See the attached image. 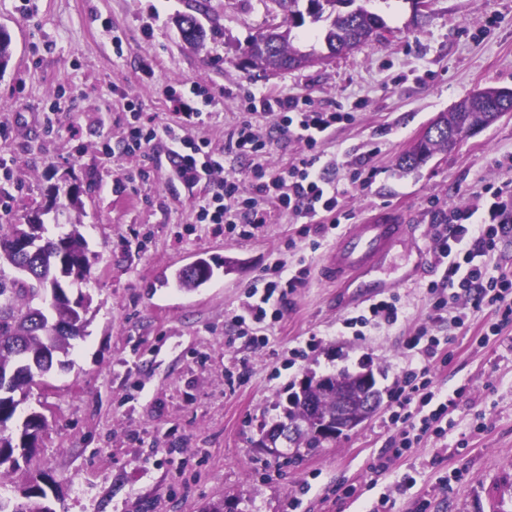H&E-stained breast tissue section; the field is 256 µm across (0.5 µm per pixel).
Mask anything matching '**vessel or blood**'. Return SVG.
Instances as JSON below:
<instances>
[{
    "instance_id": "b4317fda",
    "label": "vessel or blood",
    "mask_w": 512,
    "mask_h": 512,
    "mask_svg": "<svg viewBox=\"0 0 512 512\" xmlns=\"http://www.w3.org/2000/svg\"><path fill=\"white\" fill-rule=\"evenodd\" d=\"M411 230L389 210L378 212L369 223L353 225L337 240L323 267L324 277L337 287L353 289L358 299L380 293L390 286L381 272L392 252L410 239Z\"/></svg>"
}]
</instances>
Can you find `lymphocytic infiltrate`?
<instances>
[{
  "mask_svg": "<svg viewBox=\"0 0 512 512\" xmlns=\"http://www.w3.org/2000/svg\"><path fill=\"white\" fill-rule=\"evenodd\" d=\"M247 114L227 134L224 150L207 151L204 142L187 133L188 126L202 123L203 115L214 107L215 98L198 84L168 91L167 97L178 114L176 122L160 125L145 115L141 105L126 102L130 114L123 152L146 157L149 165L158 164L157 156L147 155L151 142L162 139L168 144L164 160L188 187L212 184V193L199 199L196 219L223 229L225 234L241 238L253 236L267 224L272 212L283 211L306 220L314 234L322 236L340 225L342 191L329 179L320 164L319 148L338 124L352 121L353 115L340 111L334 103H314L306 96H283L271 91L244 90ZM278 118L275 133L260 134L257 118ZM302 144V151L280 173L270 174L267 158L281 136ZM246 162L251 173L249 186H242L224 171L229 162ZM512 236V180L485 187L473 207L438 212L433 226L432 253L444 275L430 282L433 295V320L442 311L457 312V323H464L468 309H489L494 319L488 322L486 336L501 335L512 323V276L488 275L477 260L494 251L501 239ZM269 278L262 286L251 287L242 314L236 315L237 333L265 343L266 319L270 311L283 305L288 294L305 282L306 269L288 270L283 262L268 268ZM441 340L428 326H420L407 337L408 349L418 351L425 366L408 369L390 411L397 429L389 441L390 456L399 457L427 434L445 435V422L457 406L456 397L440 398L429 377V363L439 355Z\"/></svg>",
  "mask_w": 512,
  "mask_h": 512,
  "instance_id": "1",
  "label": "lymphocytic infiltrate"
}]
</instances>
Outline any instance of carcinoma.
Instances as JSON below:
<instances>
[{
    "instance_id": "cac0c4a2",
    "label": "carcinoma",
    "mask_w": 512,
    "mask_h": 512,
    "mask_svg": "<svg viewBox=\"0 0 512 512\" xmlns=\"http://www.w3.org/2000/svg\"><path fill=\"white\" fill-rule=\"evenodd\" d=\"M307 2L306 10L300 2ZM270 13L282 16L280 24L266 27L251 42V55L264 69L284 70L305 66L315 59L314 53H302L289 41L291 27H300L305 17L312 22H327L320 37L325 48L336 53H349L368 42L386 28L385 20L375 12L357 4V0H269ZM177 25L184 40L199 44L205 32L197 17L191 13L178 16ZM484 111L482 97L474 95L459 103L452 111L439 116V122L461 130L481 119ZM450 148L448 128L440 129L437 138L421 151L416 148L399 156L397 168L408 174L426 164L436 153ZM82 191L62 201L53 197L39 217L27 216L19 223L0 224V475L22 470L20 450L34 449L44 424L38 412L30 417L17 412L16 403L28 399L37 382L55 368L66 366L64 358L73 348L72 340L83 335L88 324L90 297L79 295L76 304H51L40 296L52 289L67 292L63 284H89L91 270L99 261V254L89 250L81 232L82 225L72 224L57 236L48 235L45 216L58 215L68 209H82ZM39 236L44 242L36 253L17 248L22 238ZM204 274L190 266L177 274L181 288H198L213 275V268L205 259H199ZM316 376L308 383L298 384L292 391V405L284 406L279 423L301 421L296 455L304 456L322 446L315 433V417L308 413L314 401L324 410L334 413L336 405L347 403L363 392L362 372L342 370L328 376L330 389L319 396L314 387ZM43 477L30 476L19 487L18 496L6 501L0 499V512H54Z\"/></svg>"
}]
</instances>
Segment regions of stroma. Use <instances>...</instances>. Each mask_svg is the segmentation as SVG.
<instances>
[{
    "mask_svg": "<svg viewBox=\"0 0 512 512\" xmlns=\"http://www.w3.org/2000/svg\"><path fill=\"white\" fill-rule=\"evenodd\" d=\"M191 0H0V26L12 56L0 72V153L14 161L0 178V216L45 205L50 187H86L78 221L100 261L86 286L93 318L74 340L73 366L53 371L30 404L47 426L32 460L51 480L56 512H201L208 501L238 499L239 512H371L390 495L393 512H512V325L480 343L489 310L469 311L464 326L433 324L447 338V364H435L436 390L464 394L445 436H427L371 464L395 426L389 411L407 369L422 359L406 338L427 323L435 266V209L472 204L476 192L512 179V115L403 175L398 157L442 112L488 86L512 88V0H433L415 16L411 0H372L386 27L354 52L301 70L273 72L248 64L250 38L267 25L263 0H208L199 21L201 46L183 41L178 14ZM123 40L115 51L113 35ZM151 63L154 77L142 75ZM195 82L217 105L191 136L224 150L242 119L244 89L333 101L353 113L321 145L322 163L339 186L353 170L365 187L344 199L339 230L376 208L399 210L416 225L419 249L400 248L384 276H414L397 288L396 324L363 335L344 318L364 309L337 306L320 263L339 230L311 248L295 216L275 214L251 238L228 239L196 221L203 187L188 188L169 164L151 168L120 149L129 117L125 99L157 123L176 121L170 89ZM116 155L104 158L101 144ZM296 249H286L288 240ZM205 257L214 275L186 289L172 273ZM305 267L303 286L289 294L268 342L237 336L233 319L246 292L276 261ZM302 357H293L295 349ZM371 362L383 402L356 430L300 460L275 458L258 441L278 420L291 384L305 373L326 375Z\"/></svg>",
    "mask_w": 512,
    "mask_h": 512,
    "instance_id": "obj_1",
    "label": "stroma"
}]
</instances>
